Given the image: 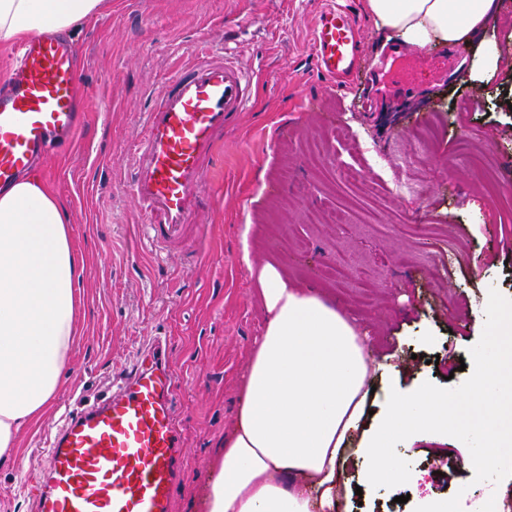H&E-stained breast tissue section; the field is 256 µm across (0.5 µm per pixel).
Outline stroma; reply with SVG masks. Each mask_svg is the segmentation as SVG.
<instances>
[{
  "label": "stroma",
  "instance_id": "35a3bbf8",
  "mask_svg": "<svg viewBox=\"0 0 512 512\" xmlns=\"http://www.w3.org/2000/svg\"><path fill=\"white\" fill-rule=\"evenodd\" d=\"M345 2L360 22V76L340 88L311 50L324 0H104L71 28L98 106L43 179L85 259L80 334L57 403L0 464V512H33L27 475L46 435L79 403L111 394L154 336L167 337L181 378L171 512H204L264 325L250 268L267 261L355 322L381 386L465 388L493 303L512 304V0H497L480 35L502 55L481 82L467 67L478 41L430 45L424 61L404 63L364 0ZM228 14L240 26L225 29ZM198 46L257 72L256 102L216 148L195 216L200 248L158 251L138 230L129 146ZM389 453L409 480L368 485L349 447L336 512H430L487 490L512 512V470L473 468L454 433L416 434Z\"/></svg>",
  "mask_w": 512,
  "mask_h": 512
}]
</instances>
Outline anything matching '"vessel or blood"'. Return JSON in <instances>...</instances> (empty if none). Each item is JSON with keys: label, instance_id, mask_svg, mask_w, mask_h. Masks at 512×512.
<instances>
[{"label": "vessel or blood", "instance_id": "1", "mask_svg": "<svg viewBox=\"0 0 512 512\" xmlns=\"http://www.w3.org/2000/svg\"><path fill=\"white\" fill-rule=\"evenodd\" d=\"M359 31L337 0H327L314 20L312 52L335 84L355 72ZM254 91L248 74L212 56L176 74L155 97L133 142L131 175L155 247L200 245L199 187L219 140L237 126ZM88 107L69 40L33 35L0 81V190L53 149L74 145ZM179 386L165 337H152L110 396L67 414L48 434L46 464L32 487L36 512H171L180 479Z\"/></svg>", "mask_w": 512, "mask_h": 512}]
</instances>
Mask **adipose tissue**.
Instances as JSON below:
<instances>
[{
    "label": "adipose tissue",
    "instance_id": "obj_1",
    "mask_svg": "<svg viewBox=\"0 0 512 512\" xmlns=\"http://www.w3.org/2000/svg\"><path fill=\"white\" fill-rule=\"evenodd\" d=\"M103 0H0V46L94 17ZM376 27L425 47L470 41L495 0H365ZM85 271L68 218L39 177L0 191V459L55 404L79 334ZM266 312L240 382V404L205 497L206 512H335L344 455L359 438L370 484L406 477L388 450L414 433L452 430L469 463L512 457V305L464 392L389 391L371 428V363L354 324L321 290L296 288L268 262L252 270Z\"/></svg>",
    "mask_w": 512,
    "mask_h": 512
}]
</instances>
